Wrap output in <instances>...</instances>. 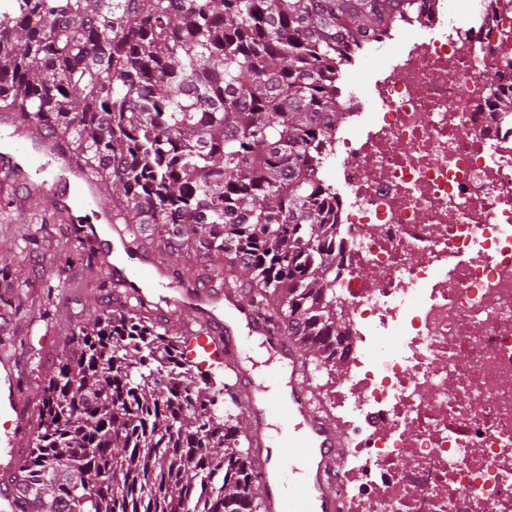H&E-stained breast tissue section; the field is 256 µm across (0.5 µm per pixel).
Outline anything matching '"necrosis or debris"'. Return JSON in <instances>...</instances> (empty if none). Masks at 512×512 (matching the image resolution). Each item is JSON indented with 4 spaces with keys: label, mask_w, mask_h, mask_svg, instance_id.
Masks as SVG:
<instances>
[{
    "label": "necrosis or debris",
    "mask_w": 512,
    "mask_h": 512,
    "mask_svg": "<svg viewBox=\"0 0 512 512\" xmlns=\"http://www.w3.org/2000/svg\"><path fill=\"white\" fill-rule=\"evenodd\" d=\"M344 83L347 512H512V0H418Z\"/></svg>",
    "instance_id": "obj_1"
}]
</instances>
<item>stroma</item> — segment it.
I'll return each mask as SVG.
<instances>
[{"label":"stroma","instance_id":"stroma-1","mask_svg":"<svg viewBox=\"0 0 512 512\" xmlns=\"http://www.w3.org/2000/svg\"><path fill=\"white\" fill-rule=\"evenodd\" d=\"M21 231V225L0 223V338L9 340L8 351L21 364L20 384L30 411L17 446L25 456L41 423L43 380L63 350L67 330L87 322L106 296L99 291L100 269L86 268L72 248V225H48L27 255L18 247ZM49 276L60 283L50 292L45 289ZM23 281L34 294L24 305L17 290Z\"/></svg>","mask_w":512,"mask_h":512}]
</instances>
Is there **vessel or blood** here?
I'll list each match as a JSON object with an SVG mask.
<instances>
[{"mask_svg": "<svg viewBox=\"0 0 512 512\" xmlns=\"http://www.w3.org/2000/svg\"><path fill=\"white\" fill-rule=\"evenodd\" d=\"M0 142L10 144L27 163H40L48 177L36 183L28 173L0 174V188L15 197L40 198L46 209L68 210L67 191L81 186L90 217L85 236L99 239L101 269L130 298L148 306L166 307L168 312L194 319L200 335L216 357L234 368L240 402L248 418L254 459L258 466L260 498L265 512H341L336 496V472L345 457L346 436L311 384L308 363L302 352L286 337L275 334L254 306L240 292L208 286L183 287L172 270L160 265L147 252H133L126 225L113 220L102 204L103 186L92 177L75 155L61 142L48 137L38 123H31L27 136H20L9 112L0 113ZM245 321L252 335L261 337L267 349L288 370V419L298 422L300 434L277 440L266 432V416L278 413L274 404H261L262 389L244 366L231 317ZM15 356L0 358V472H13L19 463L15 446L24 433L28 408L15 377Z\"/></svg>", "mask_w": 512, "mask_h": 512, "instance_id": "obj_1", "label": "vessel or blood"}]
</instances>
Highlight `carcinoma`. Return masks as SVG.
<instances>
[{
  "instance_id": "cac0c4a2",
  "label": "carcinoma",
  "mask_w": 512,
  "mask_h": 512,
  "mask_svg": "<svg viewBox=\"0 0 512 512\" xmlns=\"http://www.w3.org/2000/svg\"><path fill=\"white\" fill-rule=\"evenodd\" d=\"M409 13L410 0H0V110L20 104L18 126L68 142L181 282L240 290L332 373L344 308L319 169L341 120L336 69ZM168 322L123 305L70 329L10 475L20 512H259L241 404Z\"/></svg>"
}]
</instances>
